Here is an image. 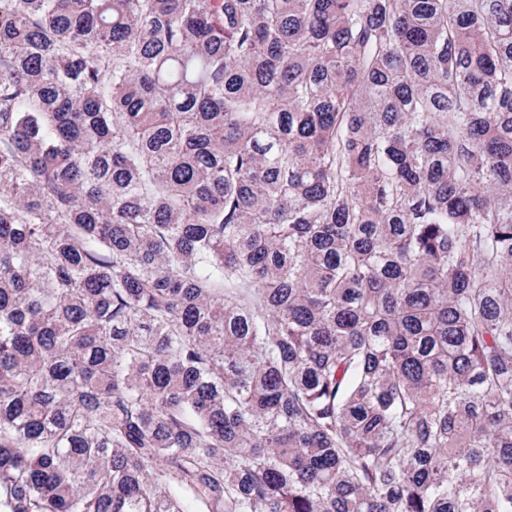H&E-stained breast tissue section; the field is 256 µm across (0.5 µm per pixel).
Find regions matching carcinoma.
I'll return each mask as SVG.
<instances>
[{"label":"carcinoma","mask_w":512,"mask_h":512,"mask_svg":"<svg viewBox=\"0 0 512 512\" xmlns=\"http://www.w3.org/2000/svg\"><path fill=\"white\" fill-rule=\"evenodd\" d=\"M512 512V0H0V512Z\"/></svg>","instance_id":"cac0c4a2"}]
</instances>
